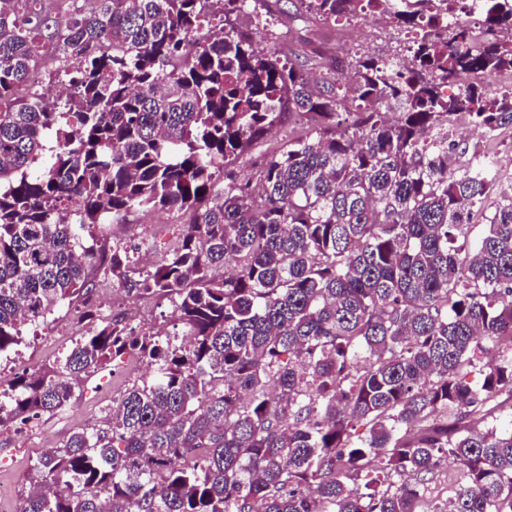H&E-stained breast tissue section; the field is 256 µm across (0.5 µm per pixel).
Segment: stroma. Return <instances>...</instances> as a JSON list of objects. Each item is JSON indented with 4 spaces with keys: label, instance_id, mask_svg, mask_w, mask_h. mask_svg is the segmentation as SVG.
Wrapping results in <instances>:
<instances>
[{
    "label": "stroma",
    "instance_id": "obj_1",
    "mask_svg": "<svg viewBox=\"0 0 512 512\" xmlns=\"http://www.w3.org/2000/svg\"><path fill=\"white\" fill-rule=\"evenodd\" d=\"M299 7V0H252L249 14L239 16L237 22L254 32L259 46L276 48L284 55L302 56L306 53L301 42L303 24L288 20L289 14L295 13ZM310 132L307 122L295 117L284 120L239 158L240 175L255 177V163L259 158ZM127 220L139 225L140 238L146 242L154 262H161L178 241L177 227L182 218L176 212L139 210L130 213ZM77 336L76 319L62 311L49 316L44 324L27 327L18 352L0 358V385L11 386L18 376L34 368L55 367ZM146 370L141 360L122 358L114 367L104 368L84 381L65 417L45 416L0 430V453L9 457L7 466L0 468V485L9 489L7 495L0 497V512H20L23 496L29 487L30 461L42 448L61 441L72 430L100 425L112 406L113 398L119 397L126 384Z\"/></svg>",
    "mask_w": 512,
    "mask_h": 512
}]
</instances>
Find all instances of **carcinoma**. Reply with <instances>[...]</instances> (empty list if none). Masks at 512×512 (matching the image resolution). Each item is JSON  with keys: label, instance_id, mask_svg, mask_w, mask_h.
I'll use <instances>...</instances> for the list:
<instances>
[{"label": "carcinoma", "instance_id": "carcinoma-1", "mask_svg": "<svg viewBox=\"0 0 512 512\" xmlns=\"http://www.w3.org/2000/svg\"><path fill=\"white\" fill-rule=\"evenodd\" d=\"M75 2L0 8V355L56 309L81 324L58 366L0 393V428L67 411L125 353L154 375L37 454L21 512H417L450 461L463 481L430 512H512V427L488 423L512 401V352L483 361L512 328V184L490 148L448 141L462 115L491 144L512 128V92L464 82L512 72V3L484 0L479 33L421 34L404 71L356 55L340 91L309 80L324 53L282 62L235 8L216 41L211 0ZM303 2L319 41L389 7ZM454 9L413 0L395 22ZM49 51L68 95H17ZM285 114L317 119L314 135L241 178ZM491 196L488 233L457 245ZM136 209L184 218L161 263L83 243ZM100 276L169 300L188 339L101 316Z\"/></svg>", "mask_w": 512, "mask_h": 512}]
</instances>
